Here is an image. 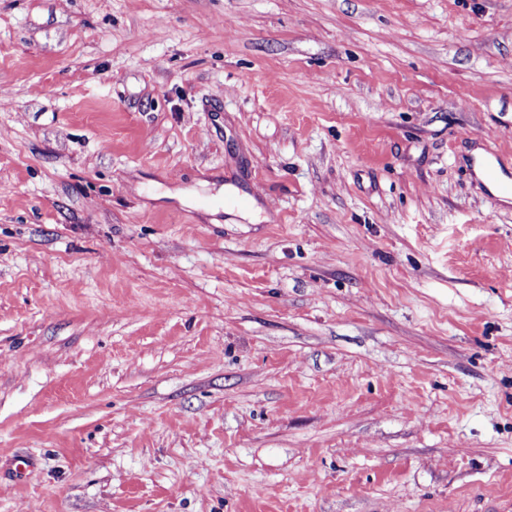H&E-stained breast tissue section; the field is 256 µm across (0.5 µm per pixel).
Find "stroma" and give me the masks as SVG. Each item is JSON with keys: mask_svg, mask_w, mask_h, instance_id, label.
<instances>
[{"mask_svg": "<svg viewBox=\"0 0 512 512\" xmlns=\"http://www.w3.org/2000/svg\"><path fill=\"white\" fill-rule=\"evenodd\" d=\"M492 151L512 0H0V512L512 500Z\"/></svg>", "mask_w": 512, "mask_h": 512, "instance_id": "obj_1", "label": "stroma"}]
</instances>
